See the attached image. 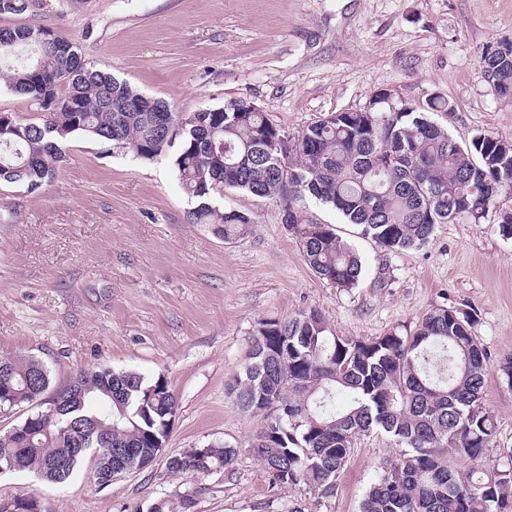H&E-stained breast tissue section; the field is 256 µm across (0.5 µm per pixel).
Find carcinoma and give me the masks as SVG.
<instances>
[{"instance_id": "1", "label": "carcinoma", "mask_w": 512, "mask_h": 512, "mask_svg": "<svg viewBox=\"0 0 512 512\" xmlns=\"http://www.w3.org/2000/svg\"><path fill=\"white\" fill-rule=\"evenodd\" d=\"M0 66L7 68L6 87L39 114L28 123L0 117V181L30 191L52 182L65 159L61 141L73 133L148 160L175 146L180 183L197 200L187 223L232 241L247 233L251 218L220 210L215 196L235 190L278 201L306 264L339 288L358 285L362 260L333 225L307 216L305 199L397 253L426 244L439 224L485 218L502 191L512 195V141L480 134L456 142L430 117L450 110L439 94L416 107L378 92L359 110L289 136L256 104L233 100L193 113L176 145L159 121V113L172 112L167 102L152 98L143 109L117 111L142 93L85 61L50 29L38 40L29 26L1 28ZM479 67L485 81L512 96V42L483 48ZM490 368L470 320L453 310L426 313L404 335L390 331L364 341L333 333L311 309L260 321L227 390L242 409L266 418L253 447L283 485L332 491L353 439L378 430L401 454L382 467L361 512H512V468L484 465L496 430L481 402ZM5 380L27 400L60 406L23 448L0 434V465L56 484L89 462L95 482L110 485L102 473L108 448L134 449V468H142L154 454L151 435L177 406L165 378L134 371L81 370L52 390L37 360L0 356ZM343 393L347 403L338 407ZM236 455L229 445H210L201 457H169L167 471L201 477L230 468Z\"/></svg>"}]
</instances>
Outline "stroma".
Returning a JSON list of instances; mask_svg holds the SVG:
<instances>
[{"mask_svg":"<svg viewBox=\"0 0 512 512\" xmlns=\"http://www.w3.org/2000/svg\"><path fill=\"white\" fill-rule=\"evenodd\" d=\"M19 24L55 31L180 113L244 99L293 134L382 90L412 104L438 93L450 109L433 119L458 142L512 141V97L479 68L483 47L512 41V0H28L23 13L0 15V28ZM63 150L55 179L37 191L0 181V355L39 360L55 384L99 367L162 376L178 409L150 466L104 488L88 467L58 486L5 474L0 499L37 492L46 512H148L191 492L194 512H360L399 453L388 436H358L330 493L283 485L251 450L264 416L225 390L260 320L310 308L359 340L414 329L441 306L468 316L491 363L482 403L497 433L486 463L502 465L512 448V384L501 371L512 360V237L501 211L439 225L425 245L387 254L307 202L310 218L335 225L367 265L347 291L311 271L272 200L215 198L252 219L230 242L186 223L195 200L175 149L146 160L74 134ZM215 443L236 448L230 470L168 473L171 455Z\"/></svg>","mask_w":512,"mask_h":512,"instance_id":"1","label":"stroma"}]
</instances>
